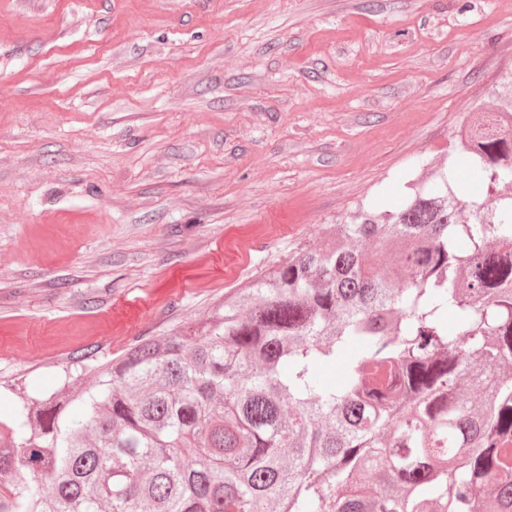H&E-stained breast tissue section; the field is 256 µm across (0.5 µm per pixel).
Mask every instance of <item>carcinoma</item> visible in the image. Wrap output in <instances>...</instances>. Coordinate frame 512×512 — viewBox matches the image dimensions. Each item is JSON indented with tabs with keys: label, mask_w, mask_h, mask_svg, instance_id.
I'll list each match as a JSON object with an SVG mask.
<instances>
[{
	"label": "carcinoma",
	"mask_w": 512,
	"mask_h": 512,
	"mask_svg": "<svg viewBox=\"0 0 512 512\" xmlns=\"http://www.w3.org/2000/svg\"><path fill=\"white\" fill-rule=\"evenodd\" d=\"M464 137L485 197L441 165L93 385L20 397L0 512H512V69Z\"/></svg>",
	"instance_id": "cac0c4a2"
}]
</instances>
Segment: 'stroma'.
<instances>
[{"instance_id": "1", "label": "stroma", "mask_w": 512, "mask_h": 512, "mask_svg": "<svg viewBox=\"0 0 512 512\" xmlns=\"http://www.w3.org/2000/svg\"><path fill=\"white\" fill-rule=\"evenodd\" d=\"M512 0H0V416L391 209Z\"/></svg>"}]
</instances>
